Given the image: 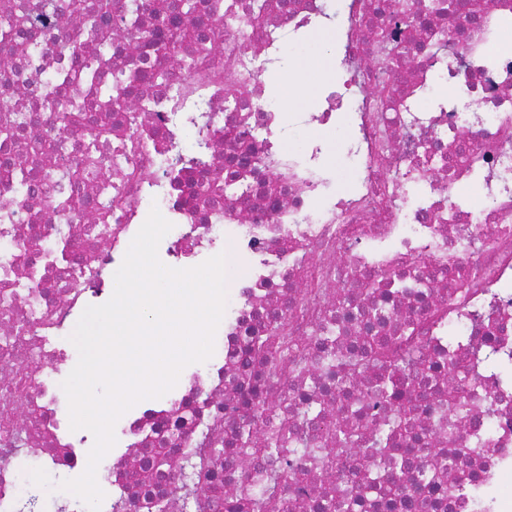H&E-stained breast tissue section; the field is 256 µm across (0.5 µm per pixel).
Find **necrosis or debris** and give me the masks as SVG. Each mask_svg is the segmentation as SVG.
I'll return each mask as SVG.
<instances>
[{
  "mask_svg": "<svg viewBox=\"0 0 512 512\" xmlns=\"http://www.w3.org/2000/svg\"><path fill=\"white\" fill-rule=\"evenodd\" d=\"M169 0H143L141 23L156 42L133 38L127 0H0V127L27 115L15 136H0V512H43L16 491L17 462L38 461L80 476L92 437L71 431L61 384L75 355L64 330L90 305L106 303L114 276L147 219L158 208L171 225L158 255L191 268L228 255L224 327L204 372H181L170 394L125 413L115 432L120 462L103 458L107 477L100 512H156L148 490L164 483L168 512H228L251 478L235 433L248 422L287 419L289 437L305 448L294 459L296 495L305 512H321L316 488L336 475L356 482L367 465L349 449L326 462L337 428L357 442L385 420L376 402L375 371L349 381L328 360L350 354L363 336H397L398 400L413 417L393 443L431 467L452 457L447 475L428 485L412 473H384L393 489L363 500L358 512H471L460 490L487 488L484 512H512V0H469L466 14L430 16V31L404 13L377 14L368 0H197L208 22L199 45L193 19L173 21ZM99 7L97 31L78 24L84 6ZM51 13L52 27L30 36L20 13ZM332 38L339 88L301 121L347 136L342 158L357 174L338 186L324 139L298 151L285 144V113L265 98L264 75L279 66L285 41ZM45 50L25 51L31 39ZM112 58L97 61L100 44ZM98 63L101 80L114 68L139 73L132 112L93 99L111 137L89 143L83 130L59 129L57 100L43 93L42 73ZM193 130L194 164L213 174L228 158L248 159L236 193L174 188L158 170L176 163ZM470 148L460 151L462 140ZM99 166L85 163L89 152ZM30 175L16 195L11 170ZM52 172L78 175L76 195L94 205L62 209ZM478 188L480 204L469 190ZM67 238L82 261L45 264L44 247ZM384 309V320L366 318ZM258 328L292 342L277 367L244 360L246 336ZM483 367L475 386L456 385L466 403L441 437L438 423L450 393L418 396L413 378L442 373L449 362ZM317 416L307 417L308 405ZM227 453L212 460L213 439ZM186 451L183 466L146 470L134 451Z\"/></svg>",
  "mask_w": 512,
  "mask_h": 512,
  "instance_id": "1",
  "label": "necrosis or debris"
}]
</instances>
